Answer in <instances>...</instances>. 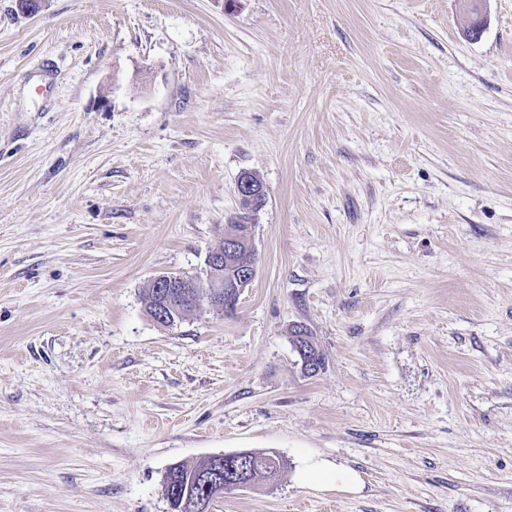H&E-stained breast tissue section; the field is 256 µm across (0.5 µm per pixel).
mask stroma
I'll use <instances>...</instances> for the list:
<instances>
[{
    "label": "stroma",
    "mask_w": 512,
    "mask_h": 512,
    "mask_svg": "<svg viewBox=\"0 0 512 512\" xmlns=\"http://www.w3.org/2000/svg\"><path fill=\"white\" fill-rule=\"evenodd\" d=\"M0 0V512H512V0ZM257 275L166 327L239 208ZM325 358L302 374L290 329ZM363 489L299 485L304 456ZM263 190L249 174L238 179L239 213L233 222L241 224L224 226V250L208 252L204 276L186 279L180 274L165 273L153 278L151 284L155 289L146 288L143 298L145 309L152 318L156 302L155 290L158 298L156 316L169 326L180 321L185 302L195 297H206L211 302L210 307L222 314L234 308L241 293L257 274L254 224L249 219L264 206ZM244 215L247 221L239 218ZM224 288L234 290L225 299ZM207 458L195 462L180 461L169 467L164 484L166 498L171 497L173 500L172 512H197L199 500L208 501L212 509L215 500L224 495V492L212 495L208 477L210 478L215 466L208 469L211 465Z\"/></svg>",
    "instance_id": "obj_1"
}]
</instances>
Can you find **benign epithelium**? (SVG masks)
<instances>
[{
	"label": "benign epithelium",
	"mask_w": 512,
	"mask_h": 512,
	"mask_svg": "<svg viewBox=\"0 0 512 512\" xmlns=\"http://www.w3.org/2000/svg\"><path fill=\"white\" fill-rule=\"evenodd\" d=\"M237 192L239 217L235 223L224 226V249L208 252L205 274L186 279L180 274L165 273L151 281L157 291L159 321L169 326L180 321L185 303L195 297H206L217 312H229L254 280L257 274L254 224L250 220L242 222L240 217H250L263 208V188L244 174L238 179ZM293 350L304 375L315 376L321 371V362L308 344L297 342ZM224 482L235 489L252 487L250 475L233 468L224 471Z\"/></svg>",
	"instance_id": "7a95c632"
}]
</instances>
